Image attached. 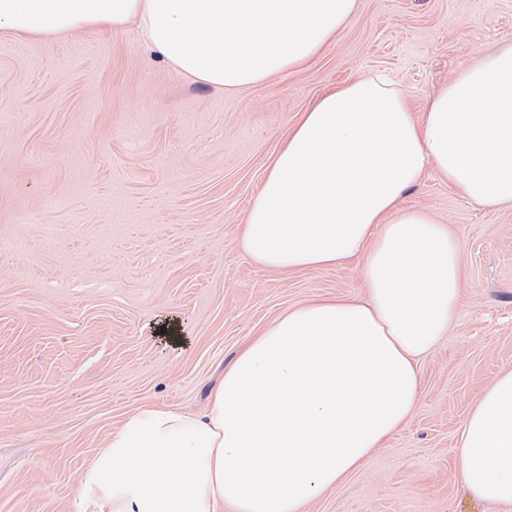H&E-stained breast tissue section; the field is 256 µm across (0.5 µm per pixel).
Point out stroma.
<instances>
[{
    "mask_svg": "<svg viewBox=\"0 0 512 512\" xmlns=\"http://www.w3.org/2000/svg\"><path fill=\"white\" fill-rule=\"evenodd\" d=\"M506 44L512 0H360L305 67L230 92L128 32L1 41L0 512H73V474L126 414L201 411L283 309L364 298L361 257L286 275L246 257L239 227L267 163L336 85L386 73L420 119L459 68ZM403 204L461 240L460 310L420 363L408 423L305 512H498L462 481L459 440L512 368V209L431 170Z\"/></svg>",
    "mask_w": 512,
    "mask_h": 512,
    "instance_id": "1",
    "label": "stroma"
}]
</instances>
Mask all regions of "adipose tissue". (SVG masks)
Returning a JSON list of instances; mask_svg holds the SVG:
<instances>
[{
	"mask_svg": "<svg viewBox=\"0 0 512 512\" xmlns=\"http://www.w3.org/2000/svg\"><path fill=\"white\" fill-rule=\"evenodd\" d=\"M359 0H0V40L131 31L194 81L245 89L315 59ZM434 170L464 199L512 207V45L459 69L416 120L403 90L360 77L298 115L240 229L280 273L358 255L365 300L283 310L225 369L202 412L142 406L77 475L74 512H301L408 419L419 363L460 307L463 246L403 206ZM462 479L512 512V369L465 419Z\"/></svg>",
	"mask_w": 512,
	"mask_h": 512,
	"instance_id": "1",
	"label": "adipose tissue"
}]
</instances>
